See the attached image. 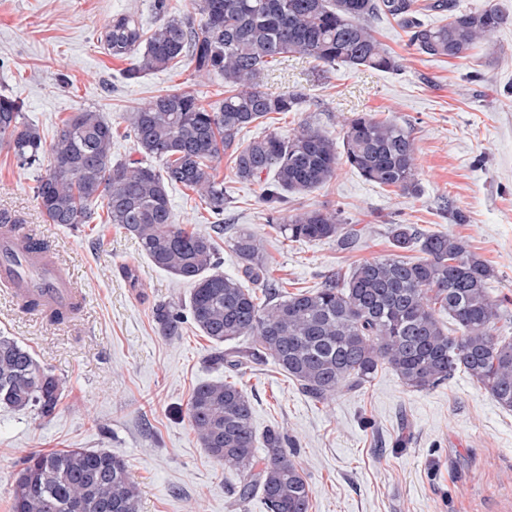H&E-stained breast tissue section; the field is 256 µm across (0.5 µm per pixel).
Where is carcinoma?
<instances>
[{"instance_id": "1", "label": "carcinoma", "mask_w": 512, "mask_h": 512, "mask_svg": "<svg viewBox=\"0 0 512 512\" xmlns=\"http://www.w3.org/2000/svg\"><path fill=\"white\" fill-rule=\"evenodd\" d=\"M158 24L146 32L131 15L104 26L103 49L128 62L121 76L135 82L149 72L181 63L199 75L224 79V99L205 107L190 92L166 93L126 113L124 132L100 113L83 110L61 119L50 149L23 104L0 94V147L22 167L49 157L47 175L35 197L51 224L110 229L136 239L157 268L193 284L190 321L199 336L220 347L241 337L249 346L226 347L214 362L239 374L204 382L189 398L188 416L201 447L239 476V499L261 493L267 512H309L313 490L275 428L257 433L252 406L241 384L250 364L272 360L311 400L360 390L379 369L393 371L408 388L438 387L458 372L467 374L502 408L512 410V338L500 334L503 306L488 293L493 269L461 237L420 235L393 224L391 246L419 257L392 254L363 258L351 273L312 290L268 284L272 257L266 240L247 230L230 247L244 276L261 286L218 271V242L224 231L226 187L217 161L226 156L234 176L262 184L268 224L289 241L334 240L353 249L364 228L340 212L288 211L284 192L305 195L329 183L345 162L367 182L417 197V158L410 132L366 113L347 119L343 151L320 130L304 124L289 137L269 133L248 143L238 139L247 125L272 114L297 110L298 92L275 94L259 74L288 57L327 67L342 64L397 72L400 60L377 39L371 26L390 16L409 44L430 58L467 60L507 17L494 5L462 12L455 0H195L198 14L173 16L168 0H153ZM448 13L429 26L422 10ZM133 139L137 159L112 163V142ZM273 174L272 180L262 174ZM193 192L205 204L213 232L177 224L169 189ZM101 204L106 216L95 212ZM448 316L457 335L440 320ZM155 321L166 336L181 334L178 304H160ZM63 399L62 382L14 338L0 336V404L53 415ZM264 449L258 454L257 449ZM140 490L125 461L110 450L67 448L33 451L22 460L11 496V512H138Z\"/></svg>"}]
</instances>
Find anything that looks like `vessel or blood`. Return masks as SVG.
<instances>
[{
  "mask_svg": "<svg viewBox=\"0 0 512 512\" xmlns=\"http://www.w3.org/2000/svg\"><path fill=\"white\" fill-rule=\"evenodd\" d=\"M27 235L26 228L0 226V287L15 301L34 299L48 311L83 308L85 295L71 268L54 253L30 249Z\"/></svg>",
  "mask_w": 512,
  "mask_h": 512,
  "instance_id": "1",
  "label": "vessel or blood"
}]
</instances>
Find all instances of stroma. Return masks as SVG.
<instances>
[{
	"label": "stroma",
	"instance_id": "1",
	"mask_svg": "<svg viewBox=\"0 0 512 512\" xmlns=\"http://www.w3.org/2000/svg\"><path fill=\"white\" fill-rule=\"evenodd\" d=\"M152 0H0V93L21 100L27 121L53 143L61 119L99 112L123 127L126 112L157 96L193 93L203 104L224 97V82L188 65L128 84L121 61L99 42L113 16L133 15L144 29L157 18ZM459 10L494 4L508 18L472 58L433 60L408 46L394 19L374 20L376 37L403 63L396 73L363 66L321 68L293 59L261 75L267 91H300L299 111L253 123L241 141L303 124L334 140L358 112L410 131L418 158L419 197L366 182L348 165L289 208L338 210L366 226V242L340 250L331 241L291 242L267 224L261 187L229 182L218 268L240 276L229 240L246 229L266 236L275 275L313 289L359 259L390 254L387 231L410 224L467 239L492 267V298H508L512 316V0H456ZM46 166L20 168L0 148V210L24 218L75 270L86 304L51 326L0 291V334L29 348L64 382L56 414L0 406V512H9L21 461L35 450L107 449L125 461L140 489L139 512H266L261 497L239 502V480L199 444L188 417L193 389L224 378L209 342L184 323L163 335L156 305L187 301L190 282L156 268L130 236H97L47 222L34 196ZM257 431H282L313 489L311 512H512V411L502 409L466 374L430 390L405 387L380 369L359 391L320 404L304 396L272 361L242 377Z\"/></svg>",
	"mask_w": 512,
	"mask_h": 512
}]
</instances>
